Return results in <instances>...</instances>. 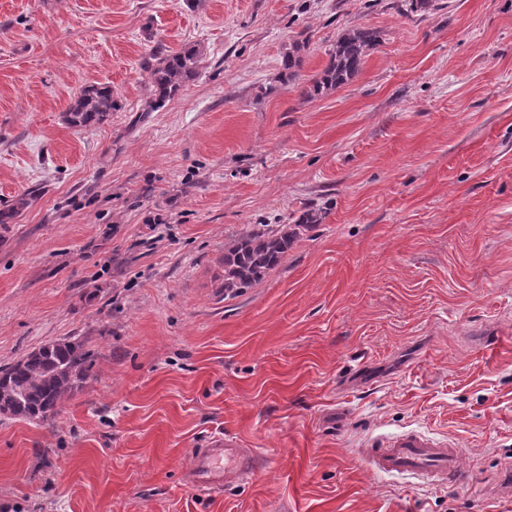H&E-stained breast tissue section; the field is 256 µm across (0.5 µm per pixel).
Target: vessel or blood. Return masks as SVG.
Segmentation results:
<instances>
[{
    "label": "vessel or blood",
    "instance_id": "vessel-or-blood-1",
    "mask_svg": "<svg viewBox=\"0 0 512 512\" xmlns=\"http://www.w3.org/2000/svg\"><path fill=\"white\" fill-rule=\"evenodd\" d=\"M360 455L369 468L379 473H409L436 484L448 482L463 493L473 489L458 448L415 432L385 443L368 444ZM261 467L259 451L244 447L238 436L228 433L213 437L206 447L196 450L186 477L197 490L210 492L251 479Z\"/></svg>",
    "mask_w": 512,
    "mask_h": 512
}]
</instances>
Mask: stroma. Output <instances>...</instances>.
Wrapping results in <instances>:
<instances>
[{
	"label": "stroma",
	"instance_id": "1",
	"mask_svg": "<svg viewBox=\"0 0 512 512\" xmlns=\"http://www.w3.org/2000/svg\"><path fill=\"white\" fill-rule=\"evenodd\" d=\"M0 0V366L62 338L94 375L45 421L0 417V512H512V0ZM378 43L307 97L345 30ZM307 49L295 80L282 56ZM199 45L150 109L146 60ZM106 121L70 127L86 86ZM302 232L228 298L224 243ZM418 431L463 496L356 450ZM265 467L217 494L191 453ZM116 104L109 86L85 87L66 112V122L75 128L105 121ZM242 440L231 433L213 437L206 448H198L186 471L187 481L202 492L226 488L253 478L262 467L255 448H243Z\"/></svg>",
	"mask_w": 512,
	"mask_h": 512
}]
</instances>
